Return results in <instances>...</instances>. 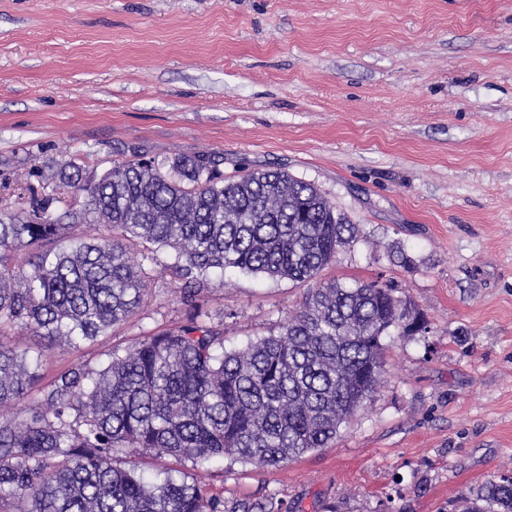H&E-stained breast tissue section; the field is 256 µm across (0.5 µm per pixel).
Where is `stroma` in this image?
Listing matches in <instances>:
<instances>
[{"label": "stroma", "instance_id": "1", "mask_svg": "<svg viewBox=\"0 0 512 512\" xmlns=\"http://www.w3.org/2000/svg\"><path fill=\"white\" fill-rule=\"evenodd\" d=\"M137 152L314 184L360 230L323 279L393 281L428 325L389 346L330 447L273 471L215 459L199 481L294 512H459L512 474V0H0V197ZM130 247L147 275L132 318L69 350L17 334L44 375L182 324L171 249ZM212 281L229 350L306 290Z\"/></svg>", "mask_w": 512, "mask_h": 512}]
</instances>
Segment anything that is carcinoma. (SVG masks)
I'll list each match as a JSON object with an SVG mask.
<instances>
[{
	"instance_id": "1",
	"label": "carcinoma",
	"mask_w": 512,
	"mask_h": 512,
	"mask_svg": "<svg viewBox=\"0 0 512 512\" xmlns=\"http://www.w3.org/2000/svg\"><path fill=\"white\" fill-rule=\"evenodd\" d=\"M51 180L83 200L62 214L49 194L0 204V512H290L274 493L226 499L185 471L149 481L117 454L267 471L329 447L381 387L385 338L427 329L390 281L321 278L357 225L312 183L281 170L226 179L204 154L137 155L98 177L70 161ZM131 238L174 251L183 324L43 381L4 338L74 349L129 320L145 288ZM229 268L308 288L277 333L228 351L224 313L208 322L201 303ZM461 512H512V479L487 480Z\"/></svg>"
}]
</instances>
